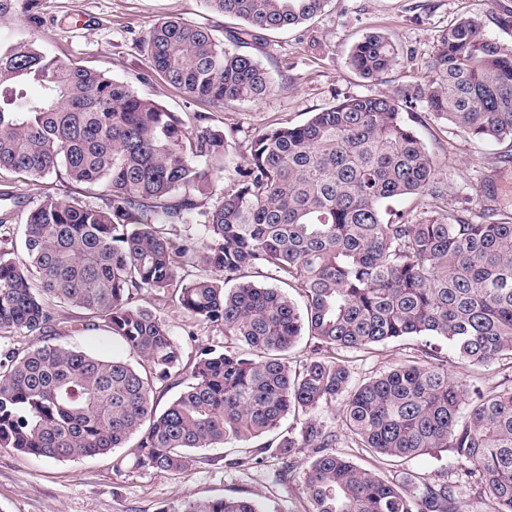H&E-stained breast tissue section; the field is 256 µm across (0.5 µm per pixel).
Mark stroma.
I'll use <instances>...</instances> for the list:
<instances>
[{
	"label": "stroma",
	"instance_id": "35a3bbf8",
	"mask_svg": "<svg viewBox=\"0 0 512 512\" xmlns=\"http://www.w3.org/2000/svg\"><path fill=\"white\" fill-rule=\"evenodd\" d=\"M180 17L224 33V18L204 0H17L13 17L0 25V39L22 30L41 40L45 51L106 72L134 86L183 119L203 112L212 128L228 140V169L221 181L230 186L234 171L246 167L253 140L280 123L301 124L312 113L349 96L412 95L415 129L436 162L449 208L466 207L480 216L485 207L512 216V203L501 199L497 186L512 171V141L478 143L429 112L415 91L439 36L463 17L480 22L487 40L512 49V0H331L325 11L302 26L248 45L247 51L268 69L273 89L258 101H233L223 107L187 99L148 68L141 41L159 22ZM380 32L395 43L399 63L387 75L363 78L348 65L353 45L366 33ZM16 188L26 205L43 194L94 201L93 189L53 173L39 182L18 179ZM139 304L165 319L192 365L200 349L224 341L222 332L197 323L170 297L144 294ZM59 343L105 356H126L108 333L86 327L81 310H60L54 325ZM435 355L450 375H467L483 387L512 385V358L490 367H462L447 341L438 337H403L361 352L337 351L347 360L353 382H361L408 360ZM243 446L227 444L201 452L188 471L173 475L132 469L129 449L75 461L46 462L0 448V512H156L181 500L224 497L259 498L266 512H310L303 488L307 451L297 455L288 483L276 477L273 462L249 470L225 467ZM452 452L397 460L385 468L387 477L403 483L415 474L435 477L452 470Z\"/></svg>",
	"mask_w": 512,
	"mask_h": 512
}]
</instances>
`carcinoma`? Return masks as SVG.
I'll return each instance as SVG.
<instances>
[{
  "label": "carcinoma",
  "mask_w": 512,
  "mask_h": 512,
  "mask_svg": "<svg viewBox=\"0 0 512 512\" xmlns=\"http://www.w3.org/2000/svg\"><path fill=\"white\" fill-rule=\"evenodd\" d=\"M328 0H205L244 26L225 38L183 18L143 40L152 70L191 99L216 107L258 100L267 70L240 51L264 31L297 28ZM398 49L370 33L349 65L377 79ZM418 93L434 115L476 141L512 140V50L463 19L439 40ZM35 84L38 91L28 94ZM407 102L349 96L307 122L275 127L250 162L217 191L224 132L196 113L182 118L131 85L49 55L18 31L0 41V172L37 181L59 169L98 188L103 205L46 195L24 217L21 245L0 234V331L35 338L0 352V448L45 461L77 460L136 439L132 466L180 473L196 452L261 439L292 411L298 435L262 444L231 468L280 461L288 481L298 448L310 449L303 485L312 512H512V386L472 390L445 364H400L351 385L322 347L360 350L406 336L441 337L458 361L489 365L512 354V222L475 223L445 203L435 164ZM403 196L429 199L392 213ZM24 197L0 187V228ZM200 265L193 277L184 267ZM286 281L306 297L248 279ZM169 294L195 320L255 352L205 346L184 369L168 324L139 306ZM80 308L151 370L57 344L55 305ZM321 347L301 367L285 353L302 331ZM182 386L161 410L153 387ZM340 408L342 428L316 413ZM351 442L376 457L452 449L439 480L389 481L337 451ZM467 487L471 494H462ZM158 512H264L256 498L188 500Z\"/></svg>",
  "instance_id": "1"
}]
</instances>
